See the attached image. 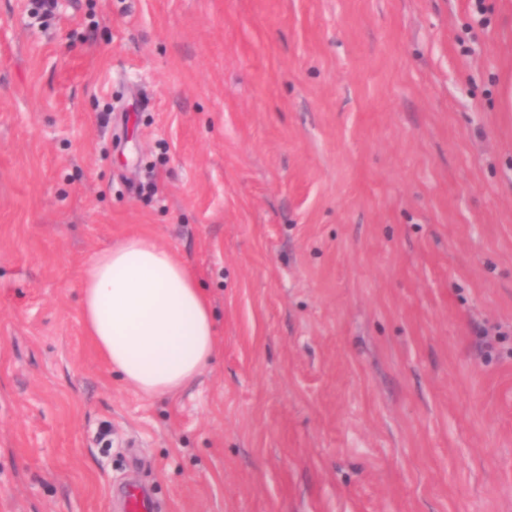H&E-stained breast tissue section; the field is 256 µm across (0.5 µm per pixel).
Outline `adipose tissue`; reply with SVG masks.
Listing matches in <instances>:
<instances>
[{"label":"adipose tissue","mask_w":512,"mask_h":512,"mask_svg":"<svg viewBox=\"0 0 512 512\" xmlns=\"http://www.w3.org/2000/svg\"><path fill=\"white\" fill-rule=\"evenodd\" d=\"M81 294L86 336L140 393L178 392L217 352L206 294L150 235L128 236L96 254L84 269Z\"/></svg>","instance_id":"adipose-tissue-1"}]
</instances>
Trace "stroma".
Here are the masks:
<instances>
[{
    "label": "stroma",
    "instance_id": "35a3bbf8",
    "mask_svg": "<svg viewBox=\"0 0 512 512\" xmlns=\"http://www.w3.org/2000/svg\"><path fill=\"white\" fill-rule=\"evenodd\" d=\"M512 0H0V512H512ZM216 315L143 396L81 275ZM202 289L170 250L150 235H130L84 269V332L126 385L146 395L174 394L217 352ZM124 504L128 512H154V502L137 485H128L124 491Z\"/></svg>",
    "mask_w": 512,
    "mask_h": 512
}]
</instances>
